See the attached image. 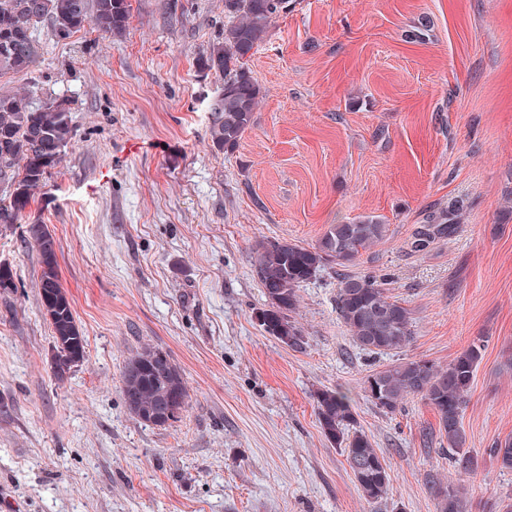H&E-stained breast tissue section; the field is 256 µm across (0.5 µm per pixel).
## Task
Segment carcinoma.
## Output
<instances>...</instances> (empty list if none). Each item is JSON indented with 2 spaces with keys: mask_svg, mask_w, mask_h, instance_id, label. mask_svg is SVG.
<instances>
[{
  "mask_svg": "<svg viewBox=\"0 0 512 512\" xmlns=\"http://www.w3.org/2000/svg\"><path fill=\"white\" fill-rule=\"evenodd\" d=\"M33 2L0 0V74L27 73L37 64L39 47L33 30L41 22H51L55 36L65 39L87 24L104 35L117 34L125 29L128 19L127 0H42L39 10L31 7ZM287 7L288 0H224V40L210 45L197 58L200 70L224 76L222 95L210 105L213 147L223 151L235 148L253 126L259 88L245 68V59L265 41L273 19ZM73 135L72 108L66 100L50 96L33 107L21 95L0 93V224L17 220ZM461 215L458 201L432 212L427 223L417 228L414 248L422 251L430 242L448 236ZM387 232V225L365 216L330 225L312 246L283 240L280 249L273 251L270 240H261L255 246L253 266L266 300L264 331L278 341L283 336L294 337L290 348H302L304 336L291 316L297 307L298 289L330 264L348 267L380 243ZM27 234L28 244L40 257L39 294L57 353L52 367L61 380L84 360L87 340L76 325L60 282L56 243L48 226L31 224ZM15 277L13 268L1 262L0 291L9 293L16 288ZM336 311L362 351L397 354L413 341L411 310L388 295L370 275H340ZM483 348L480 338L448 366L431 364L428 373L421 372L414 360L393 363L370 374L364 391L377 390L378 396L370 401L386 414L400 410L410 398L424 400L437 415L439 433L453 452L455 464L474 473L478 459L465 449L461 417ZM156 351L158 348L146 346L129 359L126 367L139 366L143 373L136 384L121 387L126 409L141 421L160 398L172 394L187 397L183 374L175 364L164 368L152 365ZM313 401L322 433L346 457L361 496L374 509L387 504L391 492L388 466L357 425L347 394L320 389ZM492 452L502 468L512 469L511 440L496 443ZM437 496L438 512H463L461 489L439 486Z\"/></svg>",
  "mask_w": 512,
  "mask_h": 512,
  "instance_id": "cac0c4a2",
  "label": "carcinoma"
}]
</instances>
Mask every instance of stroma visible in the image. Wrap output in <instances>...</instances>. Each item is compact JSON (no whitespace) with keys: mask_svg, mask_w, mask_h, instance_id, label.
<instances>
[{"mask_svg":"<svg viewBox=\"0 0 512 512\" xmlns=\"http://www.w3.org/2000/svg\"><path fill=\"white\" fill-rule=\"evenodd\" d=\"M123 35L35 30L37 88L73 109L74 138L20 221L0 225V512H370L313 394H348L392 478L389 507L437 512L427 480L465 490L469 512H512V0H289L246 66L255 123L232 151L209 140L223 77L199 70L221 40L224 0H127ZM458 201L453 231L411 249L428 214ZM378 217L388 233L354 269L414 317L401 355L365 353L336 313L337 275L298 290L292 350L255 319L261 239L314 245L329 225ZM47 225L86 356L65 379L27 227ZM485 349L462 412L461 471L435 412L368 401L396 358L447 366ZM180 368V418L131 415L121 386L144 346Z\"/></svg>","mask_w":512,"mask_h":512,"instance_id":"35a3bbf8","label":"stroma"}]
</instances>
